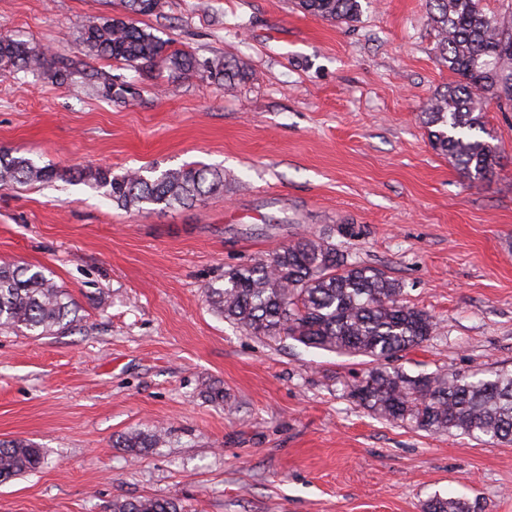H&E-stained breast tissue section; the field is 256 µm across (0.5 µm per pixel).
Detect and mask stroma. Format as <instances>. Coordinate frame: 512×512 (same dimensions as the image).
Wrapping results in <instances>:
<instances>
[{
	"label": "stroma",
	"instance_id": "1",
	"mask_svg": "<svg viewBox=\"0 0 512 512\" xmlns=\"http://www.w3.org/2000/svg\"><path fill=\"white\" fill-rule=\"evenodd\" d=\"M140 27L248 77L234 88L88 57L136 90L0 75V150L59 171L222 170L194 206L124 210L85 182L0 186V264L42 266L78 303L55 336L0 330V440L44 464L0 482V512H421L439 495L512 512V445L375 417L347 389L369 367L215 316L225 271L322 237L402 282L435 316L407 373L512 369V110L483 105L502 165L479 187L430 141L427 102L454 79L427 0H360L350 22L295 0H162ZM108 0H0V35L80 55ZM354 234H345V225ZM218 386L224 398L209 401ZM161 426L137 454L113 447ZM179 506L167 500L145 498L142 500L113 502L112 512H180Z\"/></svg>",
	"mask_w": 512,
	"mask_h": 512
}]
</instances>
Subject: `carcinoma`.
I'll return each mask as SVG.
<instances>
[{"label": "carcinoma", "mask_w": 512, "mask_h": 512, "mask_svg": "<svg viewBox=\"0 0 512 512\" xmlns=\"http://www.w3.org/2000/svg\"><path fill=\"white\" fill-rule=\"evenodd\" d=\"M438 32L437 50L457 80L429 104L425 115L433 147L475 186L500 166L497 145L486 139L484 99L512 106V26L488 15L482 0H428ZM122 13L84 27L80 45L85 55L123 61L134 67L164 66L175 74L194 72L204 80L232 83L246 78L221 59L199 60L170 49L168 41L132 20L156 12L161 0H119ZM305 14L327 21H349L359 0H296ZM82 61L62 66L44 49L11 35L0 36V69L47 75L59 85L81 74ZM93 91L108 100L126 98L112 75L86 74ZM69 176L105 190L123 209L146 205L164 208L195 204L223 187L219 171L194 164L147 175L143 169L115 174L87 167L58 172L24 155L0 150V186L41 183ZM404 288L383 271L350 263L336 245L323 238L301 237L268 260L224 272V283L208 288L213 312L253 336L292 339L307 347L357 354L373 367L351 385L357 405L392 422L431 433L464 435L484 444H512V369L484 373L444 372L410 375L391 365L397 356L430 339L437 330L428 312L401 300ZM80 318L73 300L43 267L0 265V329L47 336L77 329ZM162 432L130 433L113 447L135 452L155 448ZM43 462L41 449L17 440L0 441V480L32 472ZM112 512H180L167 500L112 503ZM422 512H470L462 499L433 496Z\"/></svg>", "instance_id": "carcinoma-1"}]
</instances>
